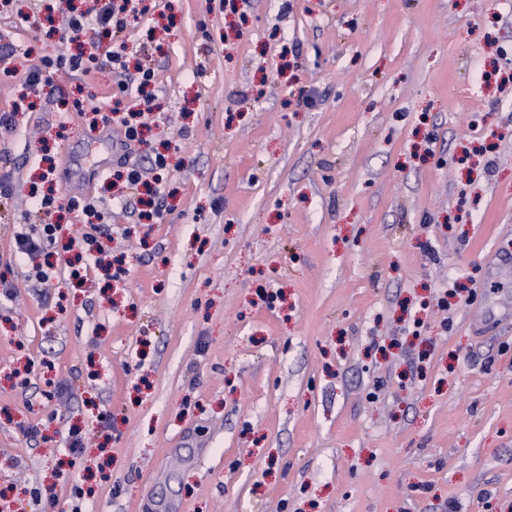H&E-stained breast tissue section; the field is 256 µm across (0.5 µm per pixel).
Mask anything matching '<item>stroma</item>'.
I'll return each mask as SVG.
<instances>
[{"label": "stroma", "instance_id": "stroma-1", "mask_svg": "<svg viewBox=\"0 0 512 512\" xmlns=\"http://www.w3.org/2000/svg\"><path fill=\"white\" fill-rule=\"evenodd\" d=\"M16 3L23 71L67 15ZM120 39L155 72L127 154L166 150L161 216L57 176L106 212L117 281L14 256L44 152L112 159L58 101L104 107L113 74L57 73L32 112L0 78V507L512 512V0H154Z\"/></svg>", "mask_w": 512, "mask_h": 512}]
</instances>
